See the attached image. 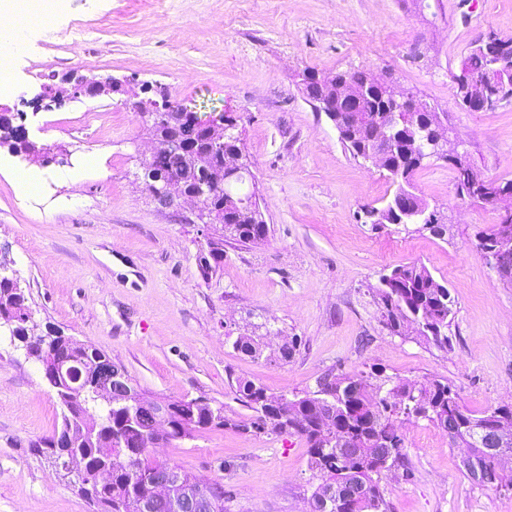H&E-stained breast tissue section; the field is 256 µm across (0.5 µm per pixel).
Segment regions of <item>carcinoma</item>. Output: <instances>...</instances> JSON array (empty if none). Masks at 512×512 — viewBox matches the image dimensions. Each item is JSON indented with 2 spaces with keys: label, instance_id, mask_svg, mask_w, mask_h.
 I'll use <instances>...</instances> for the list:
<instances>
[{
  "label": "carcinoma",
  "instance_id": "1",
  "mask_svg": "<svg viewBox=\"0 0 512 512\" xmlns=\"http://www.w3.org/2000/svg\"><path fill=\"white\" fill-rule=\"evenodd\" d=\"M512 72V37H487L473 48L454 76L457 95L466 98V85L477 82L491 64ZM387 104L384 91L376 90L364 97L362 110L348 112L340 100H334L335 115L340 122L358 133L365 134L375 124L387 122ZM0 132L11 142L17 153L27 154L33 145L27 141L20 127L0 116ZM433 129L423 125L410 126L406 140L423 146L422 159L404 167L396 156L381 164L397 183V191L415 200L413 173L431 160L428 141ZM145 177H180L190 184L196 177L194 162L180 160L168 154H156L142 163ZM209 224L222 226L224 236L206 241V249L199 255L202 277L213 274L224 260V238L240 243H253L267 237L268 225L256 222L254 212L241 207L228 208L224 199L211 203ZM504 228L491 224L476 234V248L485 249V243L495 240ZM385 309L386 325L394 334L400 333L404 323L415 326L418 336L440 348L448 346V327L454 316V301L450 291L440 283L423 263L399 266L384 274L376 287ZM25 297L19 282L7 275L0 277V328L23 343L26 354L52 368L54 357L62 354L76 362L106 361L110 357L84 345L67 346L64 336L48 328L44 337L31 336L21 327L27 315ZM234 348L253 358L262 355L260 344L250 336H240ZM359 386L357 394L345 396L347 389ZM239 399L255 412L252 427L265 433L293 431L309 444L310 465L319 483L311 498L325 504L323 512H336V500L328 496L341 482L356 481L364 486L362 497L352 512H388L380 485L381 475L405 465V438L398 422L425 420L448 435V443L460 448L478 447L481 428L493 418L502 417L512 424V408L498 407L476 415L461 405L454 387L439 380H411L400 376L371 373L341 374L325 377L318 390L275 397L250 380L237 379ZM63 407L60 432L73 437L68 453L88 459L89 467L124 457L127 449L136 455L126 462L127 470L112 476V484L88 501L103 507V512H171L170 501L153 496L150 475L170 466L153 455V410L135 409L126 404H108L91 391L75 397L56 391ZM173 409L171 428L165 441L183 439L207 428H222L230 420L218 418L223 411L199 399H181L170 402ZM205 512H224V490L216 482L209 489Z\"/></svg>",
  "mask_w": 512,
  "mask_h": 512
}]
</instances>
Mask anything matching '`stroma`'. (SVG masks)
Returning <instances> with one entry per match:
<instances>
[{"mask_svg":"<svg viewBox=\"0 0 512 512\" xmlns=\"http://www.w3.org/2000/svg\"><path fill=\"white\" fill-rule=\"evenodd\" d=\"M91 33L73 45L70 30ZM25 42L0 97L50 161L0 144V265L25 296L30 334L55 328L120 364L148 399H201L231 426L157 448V456L224 487V512H308L316 483L295 433L258 434L236 392L247 378L273 396L316 390L325 376L382 370L450 382L480 413L512 405V286L474 246L500 209L457 193L454 172L430 160L413 175L429 206L452 214L447 238L374 228L395 184L343 146L306 97L304 70L389 75L438 112L450 144L486 177L512 179V99L472 112L454 76L475 43L512 36V0H54L26 14ZM165 87L194 112L237 118L251 163L265 240L224 243L210 279L197 256L220 226L188 203L159 207L142 176L150 139L131 105L74 97L70 72ZM59 104H34L42 86ZM100 159L79 181L68 170ZM41 169V196L20 195L15 172ZM425 264L456 302L440 349L413 326L393 334L379 277ZM260 342L253 359L237 337ZM298 346L290 361L280 347ZM62 407L38 361L0 331V512H92L76 470L36 445L61 426ZM407 467L381 485L389 512H512V491L480 487L462 449L427 422H406Z\"/></svg>","mask_w":512,"mask_h":512,"instance_id":"stroma-1","label":"stroma"}]
</instances>
